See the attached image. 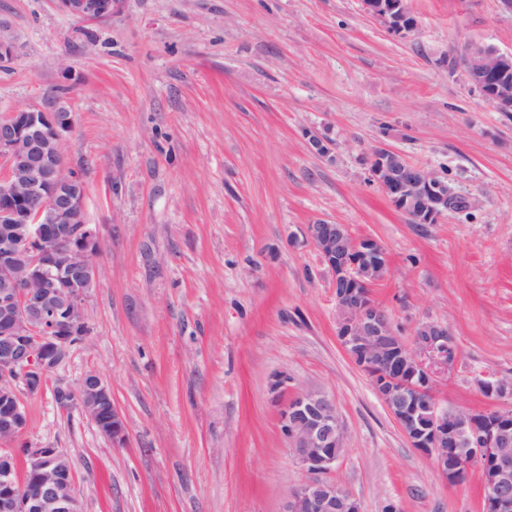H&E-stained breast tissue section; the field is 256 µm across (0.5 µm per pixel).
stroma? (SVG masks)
<instances>
[{
	"mask_svg": "<svg viewBox=\"0 0 512 512\" xmlns=\"http://www.w3.org/2000/svg\"><path fill=\"white\" fill-rule=\"evenodd\" d=\"M408 5L416 27L396 35L361 0H121L83 24L57 0H0V113L63 99L100 233L89 336L55 375L99 373L126 439L47 388L11 446L64 450L83 512H283L306 474L278 374L334 398L329 477L360 512H482L479 466L448 483L340 346L333 273L303 234L321 220L379 241L390 272L370 292L404 340L431 321L453 335L437 402L492 408L481 381L512 378V112L458 58L512 52V0ZM380 144L472 205L408 223L368 179Z\"/></svg>",
	"mask_w": 512,
	"mask_h": 512,
	"instance_id": "1",
	"label": "stroma"
}]
</instances>
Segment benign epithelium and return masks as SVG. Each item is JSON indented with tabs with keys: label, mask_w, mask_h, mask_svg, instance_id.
Wrapping results in <instances>:
<instances>
[{
	"label": "benign epithelium",
	"mask_w": 512,
	"mask_h": 512,
	"mask_svg": "<svg viewBox=\"0 0 512 512\" xmlns=\"http://www.w3.org/2000/svg\"><path fill=\"white\" fill-rule=\"evenodd\" d=\"M80 23L112 16L119 0H57ZM365 11L387 30L415 25L407 0H362ZM469 82L499 111L512 112V53L469 45L460 57ZM73 129L70 111L58 100L0 114V443H13L25 431L22 395L42 390L48 376L86 335L87 284L98 281L100 235L84 219L85 187L65 170L63 151ZM371 181L409 222L439 224L450 211L470 205L433 171L413 167L397 151L374 147L366 155ZM307 240L333 272L337 338L382 396L400 402L389 408L411 447L434 458L450 483L476 463L484 471L485 512H512V410L483 413L477 430L470 412L443 408L433 396L432 364L452 366L456 349L448 326L418 325L407 343L389 313L371 298L365 268L389 267L385 250L370 237L356 239L344 224L315 222ZM488 395L512 399V379L482 382ZM53 394L72 404L115 443L125 440L117 407H102L112 391L100 375L78 383L56 382ZM426 403L429 421L417 417ZM289 451L307 477L289 492L283 512H360L336 482L328 480L345 444V429L330 396L300 390L280 412ZM0 512H82L69 457L60 448L27 445L21 455L0 454Z\"/></svg>",
	"instance_id": "benign-epithelium-1"
}]
</instances>
